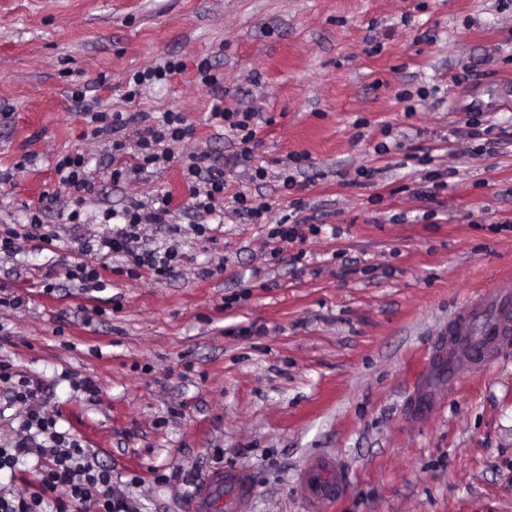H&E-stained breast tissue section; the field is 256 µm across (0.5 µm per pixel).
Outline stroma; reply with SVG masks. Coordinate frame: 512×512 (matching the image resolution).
Here are the masks:
<instances>
[{
    "instance_id": "obj_1",
    "label": "stroma",
    "mask_w": 512,
    "mask_h": 512,
    "mask_svg": "<svg viewBox=\"0 0 512 512\" xmlns=\"http://www.w3.org/2000/svg\"><path fill=\"white\" fill-rule=\"evenodd\" d=\"M171 56L181 75L124 100L129 74ZM203 58L224 75V106L272 119L254 149L269 177L248 187L269 195L268 222L225 212L213 243L186 232L178 162L114 187L71 99L88 85L109 112H182L185 150L226 156L195 81ZM471 113L503 147L483 149ZM74 151L96 193L82 223L50 217L59 247L22 240L0 258V296L20 301L0 306V359L37 381L140 512H195L196 490L228 469L251 473L250 512H301L315 454L349 474L331 512H512V353L460 364L436 408L410 411L454 310L512 274V0H0V169L13 172L0 225L47 195L68 201L54 166ZM297 154L287 192L278 175ZM431 170L447 188H430ZM159 192L181 231L147 238L178 244L170 278L129 276L119 258L98 267L103 291L62 277L111 232L103 211ZM295 212L320 233L271 254L268 225Z\"/></svg>"
}]
</instances>
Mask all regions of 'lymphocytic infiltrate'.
<instances>
[{
  "label": "lymphocytic infiltrate",
  "instance_id": "1",
  "mask_svg": "<svg viewBox=\"0 0 512 512\" xmlns=\"http://www.w3.org/2000/svg\"><path fill=\"white\" fill-rule=\"evenodd\" d=\"M77 111L85 122L84 138L101 140L109 145V172L113 184H126L152 176L179 161L189 189V208L196 221L191 229L196 237L209 239V219L223 215L224 192L228 186L226 173L242 168L250 181H262L268 176L266 167L253 163V149L258 135V114L249 109L213 107L210 121L228 129L240 148L221 157L210 151H192L174 154V145L190 139L194 128L183 113L163 112L157 120H149L144 112L133 114L102 111L99 101L87 99L85 92L74 91ZM135 127V136H126L128 127ZM55 172L62 185L75 194L69 210V223L81 221V209L86 196L94 194L95 181L88 162L81 153L61 155ZM171 197L156 194L150 200L129 199L121 209H108L103 213L107 222H115L112 234L87 243L84 257L75 258L65 272L67 280L77 282L90 291L101 288L99 272L92 257L124 258L126 264L146 270L156 279L170 277L179 263L178 245L158 250L142 246V228L148 224L166 227L171 223ZM44 207L28 209L23 226H0V254L13 255L19 239L52 244L57 236L46 228ZM38 385L29 377L14 371L12 364L0 363V399L6 407H19L22 420L15 441L0 446V477L12 478L18 465L32 462L38 475L39 493L9 498L0 496V512H45L47 494H54L55 512H85L95 506L96 512H136L122 492L113 490L112 473L99 466L95 456L70 431L60 429L57 415L38 401Z\"/></svg>",
  "mask_w": 512,
  "mask_h": 512
}]
</instances>
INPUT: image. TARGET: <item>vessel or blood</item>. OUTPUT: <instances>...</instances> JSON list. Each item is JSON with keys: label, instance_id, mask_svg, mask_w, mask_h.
<instances>
[{"label": "vessel or blood", "instance_id": "b4317fda", "mask_svg": "<svg viewBox=\"0 0 512 512\" xmlns=\"http://www.w3.org/2000/svg\"><path fill=\"white\" fill-rule=\"evenodd\" d=\"M450 340L439 345L441 372L454 375L459 363L479 369L512 348V277L492 280L487 290L467 299L448 326ZM346 474L330 454L309 458L300 470L298 491L304 512H330L343 495ZM251 476L240 470L215 474L195 494L196 512H248Z\"/></svg>", "mask_w": 512, "mask_h": 512}]
</instances>
